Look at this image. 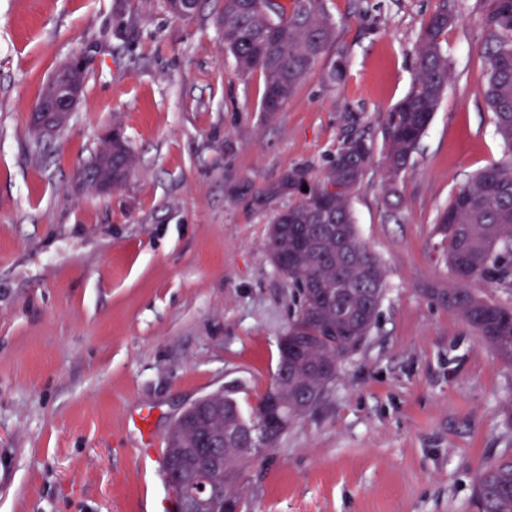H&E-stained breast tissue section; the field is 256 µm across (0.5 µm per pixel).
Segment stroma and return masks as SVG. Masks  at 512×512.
Wrapping results in <instances>:
<instances>
[{"mask_svg": "<svg viewBox=\"0 0 512 512\" xmlns=\"http://www.w3.org/2000/svg\"><path fill=\"white\" fill-rule=\"evenodd\" d=\"M439 0H325L322 59L288 107L260 110L217 23L223 0H0V512H148L167 435L195 400L251 413L295 307L266 250L289 169L321 176L357 133L380 140L415 80ZM451 78L399 184L375 156L350 200L386 294L324 399L247 471L245 512H476L474 480L512 456V367L438 300L434 231L504 155L483 97L484 0H458ZM82 57L80 105L36 142L42 85ZM121 126L137 158L109 192L80 184Z\"/></svg>", "mask_w": 512, "mask_h": 512, "instance_id": "1", "label": "stroma"}]
</instances>
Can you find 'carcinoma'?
I'll return each mask as SVG.
<instances>
[{
  "mask_svg": "<svg viewBox=\"0 0 512 512\" xmlns=\"http://www.w3.org/2000/svg\"><path fill=\"white\" fill-rule=\"evenodd\" d=\"M484 100L505 147L503 159L474 174L440 211L435 225L450 282L438 294L512 366V304L489 301L469 284L483 281L512 294V0H484ZM176 18L191 16L198 0H166ZM455 0H440L423 25L412 90L389 113L382 151L390 190L448 86L451 59L443 50L457 20ZM224 46L240 74L264 77L261 111L282 112L298 86L329 53L335 23L324 0H224L218 17ZM116 163L129 173L136 164L126 137L112 130ZM375 146L364 135L346 138L317 182L305 168L291 169L274 189L294 199L272 220L266 248L278 275L294 289L296 311L288 373H276L261 403H275L285 427L313 408L338 376L342 362L370 335L386 292L384 272L360 241L350 199L371 165ZM308 191H302V187ZM224 437V462L210 464L199 449ZM267 423L244 415L230 394L203 398L167 437L164 462L186 460L221 493L193 504L197 512H224L243 499L248 448L268 447ZM477 512H512V457L495 461L475 481Z\"/></svg>",
  "mask_w": 512,
  "mask_h": 512,
  "instance_id": "obj_1",
  "label": "carcinoma"
}]
</instances>
